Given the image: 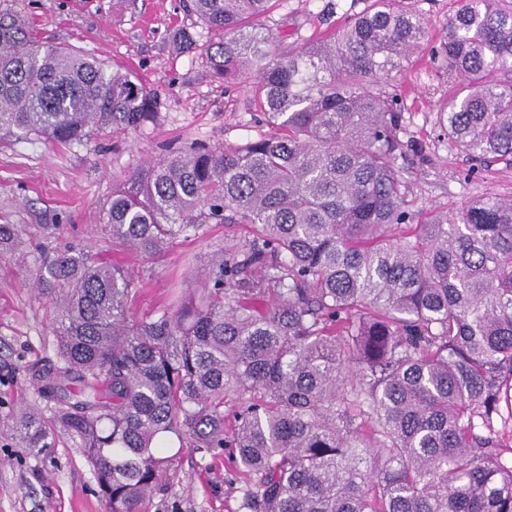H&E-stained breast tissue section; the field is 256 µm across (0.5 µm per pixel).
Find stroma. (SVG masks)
Here are the masks:
<instances>
[{
	"instance_id": "35a3bbf8",
	"label": "stroma",
	"mask_w": 512,
	"mask_h": 512,
	"mask_svg": "<svg viewBox=\"0 0 512 512\" xmlns=\"http://www.w3.org/2000/svg\"><path fill=\"white\" fill-rule=\"evenodd\" d=\"M366 0H277L267 24L275 48L339 30ZM0 13L24 18L39 42L64 44L130 72L153 93L157 118L137 131L89 132L82 144L12 139L0 142V224H13L28 253L27 266L0 256V512H108L82 448L66 435L36 453L10 430L21 408L38 407L51 421L31 374L56 359L53 308L27 271L41 255L67 245L123 265L134 276L132 311L150 316L172 295L199 293L224 243L248 241L244 224H211L202 235L180 237L145 259L114 243L100 226L113 187L167 147L232 146L270 133L250 104L246 82L212 77L206 51L215 36L182 0H0ZM196 49L177 50L183 30ZM400 108L395 165L414 212L453 213L487 196L512 199V170L482 168L451 148L439 124L453 91L435 71L429 50L382 83ZM234 474L223 456L204 458L183 447L168 476L138 512H236Z\"/></svg>"
}]
</instances>
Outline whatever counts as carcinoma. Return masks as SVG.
I'll return each mask as SVG.
<instances>
[{
  "label": "carcinoma",
  "instance_id": "obj_1",
  "mask_svg": "<svg viewBox=\"0 0 512 512\" xmlns=\"http://www.w3.org/2000/svg\"><path fill=\"white\" fill-rule=\"evenodd\" d=\"M276 2L189 4L218 37L214 76L249 82L274 132L173 150L102 207L109 236L145 258L210 224H248L252 241L224 244L207 289L149 317L131 314L124 268L75 245L45 256L32 277L56 360L32 378L53 422L28 410L12 431L37 450L78 441L109 512L156 490L174 438L228 450L237 512H512V200L406 208L381 81L426 38L419 13L372 0L274 53ZM494 3L458 0L443 25L435 55L457 88L439 123L451 147L512 169V9ZM151 100L0 14L1 141L136 131ZM18 246L0 224V253Z\"/></svg>",
  "mask_w": 512,
  "mask_h": 512
}]
</instances>
